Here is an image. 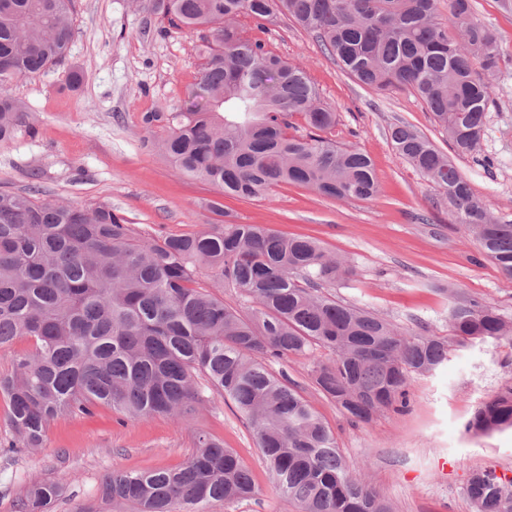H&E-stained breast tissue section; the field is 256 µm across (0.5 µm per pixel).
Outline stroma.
<instances>
[{
	"mask_svg": "<svg viewBox=\"0 0 512 512\" xmlns=\"http://www.w3.org/2000/svg\"><path fill=\"white\" fill-rule=\"evenodd\" d=\"M475 20L498 35L499 67L490 74L494 99L477 152L454 163L474 193L501 222H512V13L497 0H471ZM75 37L67 57L45 73L9 86L31 112L34 129L0 144V190L39 187L43 200L89 207L112 205L148 238L191 234L215 219L220 205L239 224H263L290 237H311L349 261L350 280L331 288L336 299L365 307L402 327L448 333L449 291L512 318V279L488 259L476 237L448 215L442 190L400 157L390 140L406 123L442 152L448 140L413 92H378L346 74L315 35L280 16L254 30L266 49L299 64L322 101L337 112L332 139L374 161L381 193L371 200L337 199L292 184L263 197L224 195L179 174L152 140L163 126L146 127L149 112H177L204 62L207 29L187 30L141 9L137 0H74ZM80 72L79 86L70 83ZM320 413L346 460L368 466L376 491L395 512H470L464 488L470 475L493 468L512 476V430L466 431L475 409L512 386V349L491 343L450 350L444 366L414 376L407 408L386 411L368 424L348 416L315 387L312 365L291 356L274 363ZM0 395V512H20L30 482L65 479L67 490L50 512H77L102 502L103 475L116 469L175 468L195 451L201 430L234 449L262 490L210 512H297L271 492L266 466L236 409L215 398L198 409L192 429L156 416L128 420L110 408L52 422L37 453L4 452L16 434Z\"/></svg>",
	"mask_w": 512,
	"mask_h": 512,
	"instance_id": "35a3bbf8",
	"label": "stroma"
}]
</instances>
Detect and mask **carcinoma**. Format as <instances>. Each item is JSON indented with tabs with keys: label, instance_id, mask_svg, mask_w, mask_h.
I'll use <instances>...</instances> for the list:
<instances>
[{
	"label": "carcinoma",
	"instance_id": "obj_1",
	"mask_svg": "<svg viewBox=\"0 0 512 512\" xmlns=\"http://www.w3.org/2000/svg\"><path fill=\"white\" fill-rule=\"evenodd\" d=\"M73 0H0V142L26 126L24 104L8 91L44 72L74 38ZM141 0L143 8L190 30L207 27L199 82L179 112H149L163 123L155 143L179 172L224 195L257 198L281 184L324 196L367 200L380 191L371 158L328 137L336 112L300 66L253 37L278 14L315 34L360 84L409 89L432 112L455 153L480 147L498 68L497 34L474 20L470 0ZM303 120L310 133L290 136ZM399 156L440 189L448 214L477 236L512 278V223L474 194L447 154L412 126L391 127ZM39 190L0 191V348L19 338L34 350L0 377L9 422L30 453L55 419L109 406L131 419L170 417L190 425L211 403L204 379L232 403L252 432L275 492L298 512H393L343 457L320 414L269 362L313 359L317 390L355 424L406 404L412 376L448 360L451 346L512 345V321L476 300L455 303L450 336L400 327L321 292L354 274L314 239L222 219L193 234L144 238L108 204L85 208L42 201ZM240 291L243 306L220 297ZM333 353L314 359L315 348ZM512 428V387L485 401L466 431ZM174 469L114 470L101 499L135 512H206L259 494L237 452L204 432ZM62 481L26 487L22 512H48ZM464 493L472 512H512V476L478 471Z\"/></svg>",
	"mask_w": 512,
	"mask_h": 512
}]
</instances>
